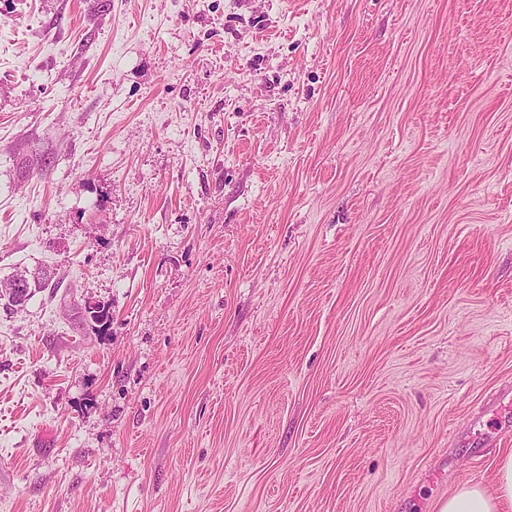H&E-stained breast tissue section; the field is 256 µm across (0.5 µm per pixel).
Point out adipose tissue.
Wrapping results in <instances>:
<instances>
[{
	"instance_id": "1",
	"label": "adipose tissue",
	"mask_w": 512,
	"mask_h": 512,
	"mask_svg": "<svg viewBox=\"0 0 512 512\" xmlns=\"http://www.w3.org/2000/svg\"><path fill=\"white\" fill-rule=\"evenodd\" d=\"M492 487L461 483L437 505L438 512H512V450L496 461Z\"/></svg>"
}]
</instances>
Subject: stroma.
Masks as SVG:
<instances>
[{
	"instance_id": "obj_1",
	"label": "stroma",
	"mask_w": 512,
	"mask_h": 512,
	"mask_svg": "<svg viewBox=\"0 0 512 512\" xmlns=\"http://www.w3.org/2000/svg\"><path fill=\"white\" fill-rule=\"evenodd\" d=\"M40 268L0 302V512L492 487L512 0H0V279ZM41 272V277L37 279L36 282L30 280V281H24V292L25 294L28 293L30 296L32 292V288L34 291L36 289L40 290L42 288H48V285L50 283V279L47 275L46 271H43V269H39ZM22 282L19 279H7V280H0V298L1 299H12L14 302V305L21 306L24 301L28 298L25 296V294H21L22 291Z\"/></svg>"
}]
</instances>
